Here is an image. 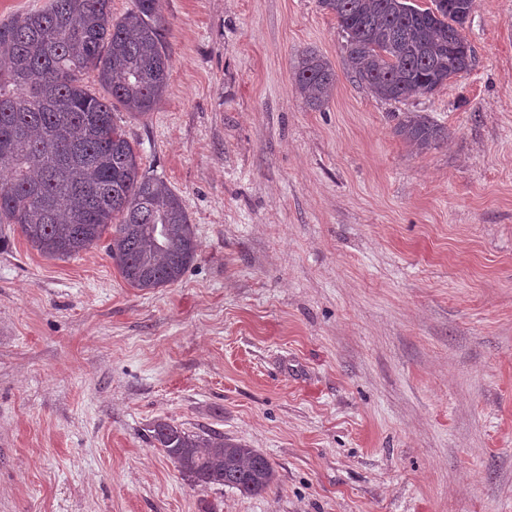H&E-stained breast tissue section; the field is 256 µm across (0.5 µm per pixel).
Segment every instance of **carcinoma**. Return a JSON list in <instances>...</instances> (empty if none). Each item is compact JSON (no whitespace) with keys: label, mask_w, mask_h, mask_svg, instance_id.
<instances>
[{"label":"carcinoma","mask_w":512,"mask_h":512,"mask_svg":"<svg viewBox=\"0 0 512 512\" xmlns=\"http://www.w3.org/2000/svg\"><path fill=\"white\" fill-rule=\"evenodd\" d=\"M111 0H51L42 10L0 21V224H15L49 258L78 254L104 235L107 251L132 288H160L181 279L199 244L179 195L148 175L116 111L144 118L158 109L171 57L161 0H134L112 16ZM441 0L420 9L408 0H319L347 35L345 65L377 98L429 94L470 69L472 55L453 53L471 0ZM95 70L107 96L83 82ZM296 88L319 108L336 73L306 52ZM397 135L420 149L448 137L412 113ZM151 440L184 479L243 494L267 492L276 472L254 448L216 431L189 433L159 419Z\"/></svg>","instance_id":"obj_1"}]
</instances>
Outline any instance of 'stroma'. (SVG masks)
Listing matches in <instances>:
<instances>
[{
	"mask_svg": "<svg viewBox=\"0 0 512 512\" xmlns=\"http://www.w3.org/2000/svg\"><path fill=\"white\" fill-rule=\"evenodd\" d=\"M172 67L121 115L198 256L127 285L97 242L0 224V512H512V0H473L469 71L373 97L318 0H162ZM336 71L309 107L300 54ZM417 112L448 132H395ZM164 419L262 452L259 496L183 480ZM409 114L396 128L397 135L409 143L420 149H425L448 137V132H445L443 127L434 124L418 113Z\"/></svg>",
	"mask_w": 512,
	"mask_h": 512,
	"instance_id": "stroma-1",
	"label": "stroma"
}]
</instances>
